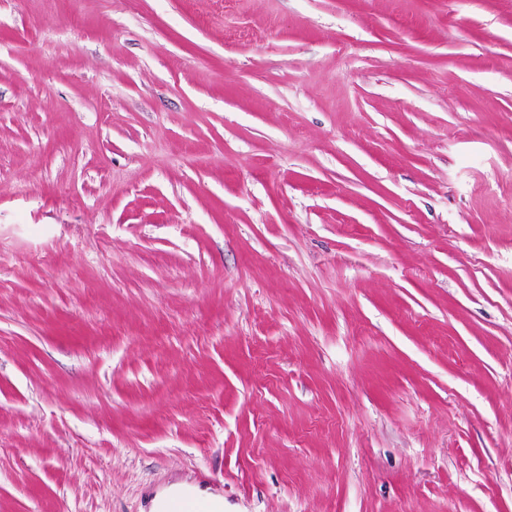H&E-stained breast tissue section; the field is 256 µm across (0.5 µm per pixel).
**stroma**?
<instances>
[{
	"label": "stroma",
	"mask_w": 512,
	"mask_h": 512,
	"mask_svg": "<svg viewBox=\"0 0 512 512\" xmlns=\"http://www.w3.org/2000/svg\"><path fill=\"white\" fill-rule=\"evenodd\" d=\"M512 512V0H0V512ZM196 496L212 499L219 508L224 511V499L220 496L211 495L205 491L200 490L198 487L189 485H177L173 486L158 495L152 501L151 511L153 512H219L214 509L211 502L206 500H196L187 503H170L163 502L159 505V508L155 510V505L158 500H176L186 496Z\"/></svg>",
	"instance_id": "35a3bbf8"
}]
</instances>
